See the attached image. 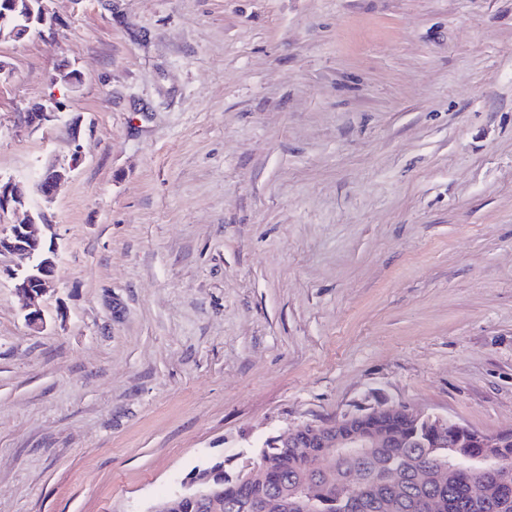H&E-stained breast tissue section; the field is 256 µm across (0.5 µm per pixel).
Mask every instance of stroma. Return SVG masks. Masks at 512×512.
<instances>
[{
  "label": "stroma",
  "instance_id": "stroma-1",
  "mask_svg": "<svg viewBox=\"0 0 512 512\" xmlns=\"http://www.w3.org/2000/svg\"><path fill=\"white\" fill-rule=\"evenodd\" d=\"M47 5L0 42V177L71 168L43 328L0 278V512H149L378 403L512 427V0Z\"/></svg>",
  "mask_w": 512,
  "mask_h": 512
}]
</instances>
